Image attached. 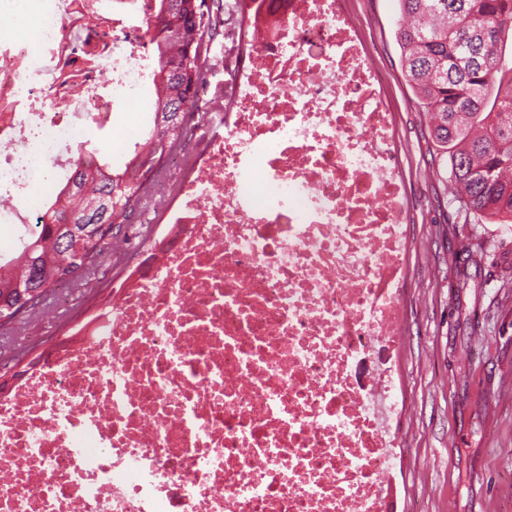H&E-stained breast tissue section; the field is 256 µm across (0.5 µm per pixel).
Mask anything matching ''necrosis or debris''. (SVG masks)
I'll use <instances>...</instances> for the list:
<instances>
[{
    "label": "necrosis or debris",
    "instance_id": "4bbe7bcc",
    "mask_svg": "<svg viewBox=\"0 0 512 512\" xmlns=\"http://www.w3.org/2000/svg\"><path fill=\"white\" fill-rule=\"evenodd\" d=\"M0 0V235L73 135L154 91L158 0ZM150 251L0 392V512H383L410 241L395 114L344 0H252ZM34 20L20 33L18 18ZM110 95L98 93L101 81Z\"/></svg>",
    "mask_w": 512,
    "mask_h": 512
}]
</instances>
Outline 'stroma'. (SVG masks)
Listing matches in <instances>:
<instances>
[{
	"mask_svg": "<svg viewBox=\"0 0 512 512\" xmlns=\"http://www.w3.org/2000/svg\"><path fill=\"white\" fill-rule=\"evenodd\" d=\"M376 52L396 119L403 176L410 188L411 247L401 296V342L393 355L401 438L391 512H512V231L448 204L435 173L430 119L407 81L396 32L398 0H346ZM207 81L201 94L223 102L226 66L235 60L223 31L203 49ZM144 103L115 113L112 132L84 128L77 141L112 157L143 132ZM179 152L184 167H163L158 179L173 192L187 163L220 126L199 113L187 119ZM145 257L139 238L110 239L101 262L83 279L50 295L0 327V365L21 349L39 355L128 276Z\"/></svg>",
	"mask_w": 512,
	"mask_h": 512,
	"instance_id": "obj_1",
	"label": "stroma"
}]
</instances>
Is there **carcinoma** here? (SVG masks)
Wrapping results in <instances>:
<instances>
[{"label":"carcinoma","mask_w":512,"mask_h":512,"mask_svg":"<svg viewBox=\"0 0 512 512\" xmlns=\"http://www.w3.org/2000/svg\"><path fill=\"white\" fill-rule=\"evenodd\" d=\"M397 38L403 68L432 116L437 162L450 170V194L465 210L492 224H512V0H399ZM152 43L159 95L148 137L117 170L90 155L23 242L12 267L0 272V318L22 299L47 296L57 284L88 271L102 255L96 239L128 223L187 134L185 107L199 88L201 43L187 53L195 30L190 0H160ZM148 157L143 174L128 166Z\"/></svg>","instance_id":"cac0c4a2"}]
</instances>
